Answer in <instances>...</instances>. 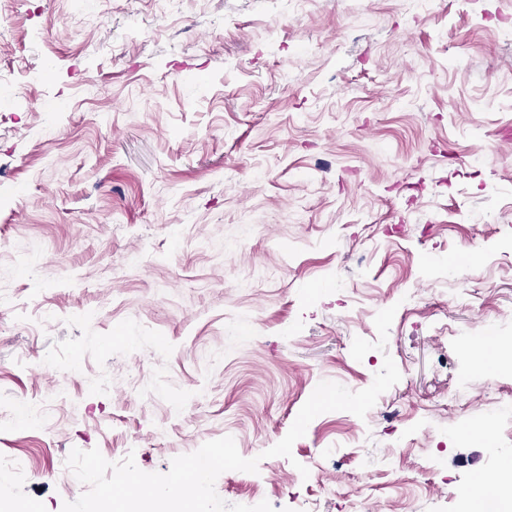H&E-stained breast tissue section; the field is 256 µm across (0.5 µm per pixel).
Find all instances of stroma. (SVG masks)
Segmentation results:
<instances>
[{"instance_id": "obj_1", "label": "stroma", "mask_w": 512, "mask_h": 512, "mask_svg": "<svg viewBox=\"0 0 512 512\" xmlns=\"http://www.w3.org/2000/svg\"><path fill=\"white\" fill-rule=\"evenodd\" d=\"M176 8L0 0V459L28 463L0 503L61 512L75 448L165 473L230 436L260 460L217 478L230 504L288 512L309 479L315 512H459L512 476L511 435L459 438L512 391L472 370L512 336V0ZM388 357L366 417L266 457L319 382Z\"/></svg>"}]
</instances>
